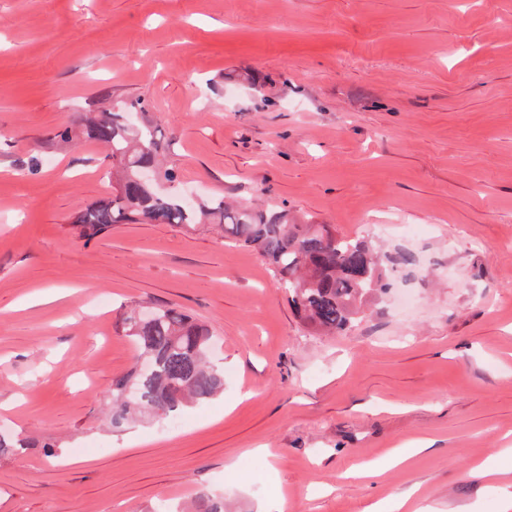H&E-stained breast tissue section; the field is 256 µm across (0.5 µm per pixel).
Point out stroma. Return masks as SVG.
I'll return each instance as SVG.
<instances>
[{
    "label": "stroma",
    "mask_w": 512,
    "mask_h": 512,
    "mask_svg": "<svg viewBox=\"0 0 512 512\" xmlns=\"http://www.w3.org/2000/svg\"><path fill=\"white\" fill-rule=\"evenodd\" d=\"M144 98L188 192L369 242L385 292L319 336L218 225L74 217L99 145L51 134ZM414 256L398 264L399 254ZM409 306H399L403 294ZM214 333L224 390L113 427L123 320ZM0 512H499L512 497V0H0ZM408 468L347 474L399 444ZM56 453L46 456L42 443ZM504 449L498 470L476 465Z\"/></svg>",
    "instance_id": "stroma-1"
}]
</instances>
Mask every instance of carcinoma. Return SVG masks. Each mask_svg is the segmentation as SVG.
<instances>
[{
	"label": "carcinoma",
	"instance_id": "1",
	"mask_svg": "<svg viewBox=\"0 0 512 512\" xmlns=\"http://www.w3.org/2000/svg\"><path fill=\"white\" fill-rule=\"evenodd\" d=\"M143 111L138 98L114 100L111 109L81 119L83 137L107 148L104 160L112 174V195L77 215L87 236L107 224H220L228 239L269 260L298 316L316 332L346 331L368 299L385 291L370 246L336 235L328 224H302L283 209L235 208L222 197L187 202L162 190L160 184L175 182L177 173L160 165V139L133 121L134 113ZM123 329L138 358L152 363V371L142 374L134 366L112 381L113 425L153 409L166 416L223 391L224 371L210 360L213 333L206 324L165 305L154 308L150 320L131 312ZM30 447L26 437H0V456H18ZM196 512H224V497H200Z\"/></svg>",
	"mask_w": 512,
	"mask_h": 512
}]
</instances>
